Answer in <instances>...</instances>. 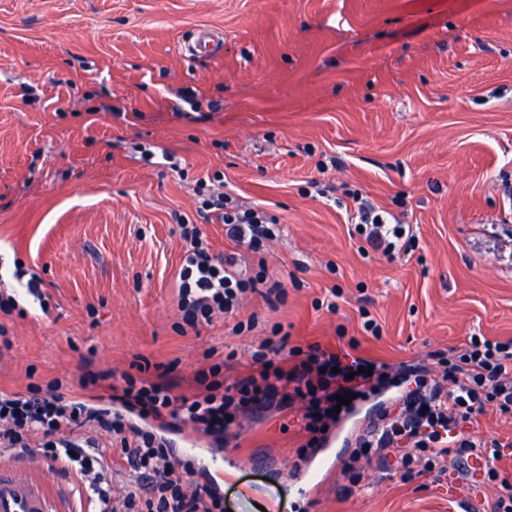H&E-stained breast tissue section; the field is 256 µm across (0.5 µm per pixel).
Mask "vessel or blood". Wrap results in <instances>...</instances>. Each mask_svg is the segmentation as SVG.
<instances>
[{"instance_id": "b4317fda", "label": "vessel or blood", "mask_w": 512, "mask_h": 512, "mask_svg": "<svg viewBox=\"0 0 512 512\" xmlns=\"http://www.w3.org/2000/svg\"><path fill=\"white\" fill-rule=\"evenodd\" d=\"M220 43L219 33L202 30L188 44L187 51L192 56H206ZM0 512H62V501L33 466L1 462Z\"/></svg>"}]
</instances>
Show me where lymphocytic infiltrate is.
I'll return each mask as SVG.
<instances>
[{"mask_svg":"<svg viewBox=\"0 0 512 512\" xmlns=\"http://www.w3.org/2000/svg\"><path fill=\"white\" fill-rule=\"evenodd\" d=\"M196 211L223 224L234 252L213 253L198 225L180 221L187 246L177 277L180 332L198 330L218 314L234 313L246 294L263 292L269 304L283 302L284 284L270 276L259 255L276 238L278 218L261 205L239 206L225 193L199 191ZM356 229L367 243L388 257L409 252L411 225L363 205ZM257 255L258 269L243 273V255ZM251 370L225 382L222 363L199 369L197 392L175 394L164 374L134 377L122 373L111 385L105 406L66 399L60 381L26 391L0 390V447L36 453L79 478L97 495L103 512H224V499L211 486L193 480L191 463L172 459L158 425L188 426L214 441H223L232 424L262 405H300L306 436L297 451L305 461L309 449L320 447L349 406H338L339 395L370 398L381 387L385 366L320 344H291L281 325L261 339L251 353ZM440 377L416 378L398 405L383 413L360 436L344 468L351 485L364 477L366 465L395 459L403 480L425 475L439 482L462 459L485 458L484 479L500 492L489 512H512V485L501 481L497 467L505 445L499 438L474 437L467 426L480 422L487 407L512 414V341L470 337L451 357H438ZM85 429H100L121 439L120 456L138 475L137 486L113 496L105 474L112 456L95 442L82 439Z\"/></svg>","mask_w":512,"mask_h":512,"instance_id":"lymphocytic-infiltrate-1","label":"lymphocytic infiltrate"}]
</instances>
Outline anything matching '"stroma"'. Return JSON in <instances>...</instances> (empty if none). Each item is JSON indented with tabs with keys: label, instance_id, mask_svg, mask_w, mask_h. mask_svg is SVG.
Instances as JSON below:
<instances>
[{
	"label": "stroma",
	"instance_id": "1",
	"mask_svg": "<svg viewBox=\"0 0 512 512\" xmlns=\"http://www.w3.org/2000/svg\"><path fill=\"white\" fill-rule=\"evenodd\" d=\"M200 28L222 33L220 51L184 52ZM216 173L282 224L262 260L287 298L247 295L237 317L259 324L245 335L220 315L183 335L173 216L233 252L196 213ZM509 184L512 0H0V296L17 301L0 313V389L58 380L80 399V372L146 361L191 394L206 352L235 349L224 373L244 375L276 323L292 344L354 341L396 372L432 370L433 352L475 334L511 340ZM357 196L415 227L410 255L358 235ZM18 263L43 299L13 280ZM332 289L333 314L319 305ZM400 398L391 386L358 404L298 471V408L249 413L238 438L203 444L226 476L195 480L227 512H448L460 492L485 512L499 488L477 467L432 483L375 464L344 493L357 437Z\"/></svg>",
	"mask_w": 512,
	"mask_h": 512
}]
</instances>
